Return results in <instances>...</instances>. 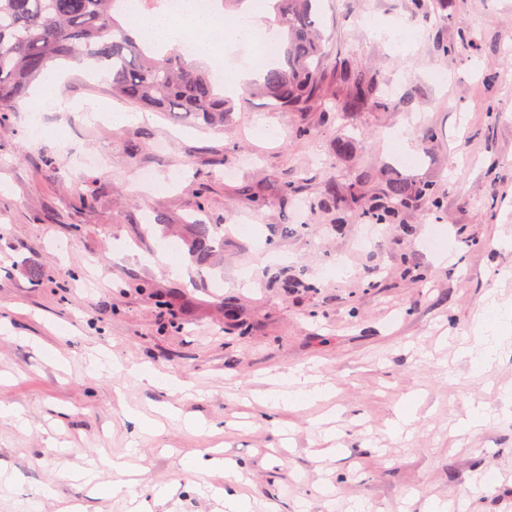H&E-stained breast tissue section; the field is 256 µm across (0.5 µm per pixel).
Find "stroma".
I'll return each instance as SVG.
<instances>
[{
	"instance_id": "1",
	"label": "stroma",
	"mask_w": 512,
	"mask_h": 512,
	"mask_svg": "<svg viewBox=\"0 0 512 512\" xmlns=\"http://www.w3.org/2000/svg\"><path fill=\"white\" fill-rule=\"evenodd\" d=\"M320 19L332 59L373 75L386 108L337 112L347 91L328 63L325 102L277 112L250 96L217 132L115 100L103 75L68 63V109L29 98L0 124V401L30 422L0 423V512L47 483L40 512H128L104 498L122 475L99 460L133 445L147 512H228L232 496L251 512H425L435 499L512 512V325L489 366L457 355L490 302L512 304V0L425 13L321 0ZM397 128L415 149L406 162L386 141ZM342 138L352 153H337ZM396 176L438 185L442 206L417 199L371 223L365 198ZM357 181L345 206L324 193ZM195 218L224 229L206 267L161 235ZM437 225L439 254L423 246ZM169 244L174 260L150 263ZM335 261L341 273L324 274ZM100 351L168 383L90 373ZM300 366L325 398L273 406L266 390ZM479 405L484 422L456 431ZM128 407L182 417L140 434ZM403 411L414 421L399 436ZM214 448L246 483L188 468Z\"/></svg>"
}]
</instances>
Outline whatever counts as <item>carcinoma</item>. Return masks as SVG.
<instances>
[{
    "label": "carcinoma",
    "mask_w": 512,
    "mask_h": 512,
    "mask_svg": "<svg viewBox=\"0 0 512 512\" xmlns=\"http://www.w3.org/2000/svg\"><path fill=\"white\" fill-rule=\"evenodd\" d=\"M315 0H266L274 14L277 60L261 71L249 93L274 109L303 112L322 100L324 35ZM126 0H0V111L8 112L30 85L62 61L87 63L110 79L112 96L142 109L192 116L206 126L222 127L235 106L215 93L209 72L190 65L177 50L155 56L156 45L130 34L122 22ZM336 80L351 94L340 104L350 114L383 107L376 78L340 58ZM420 197L441 205L433 183L389 178L382 198L366 211L384 224L409 201ZM190 248L201 264L224 245L219 224H192Z\"/></svg>",
    "instance_id": "cac0c4a2"
}]
</instances>
